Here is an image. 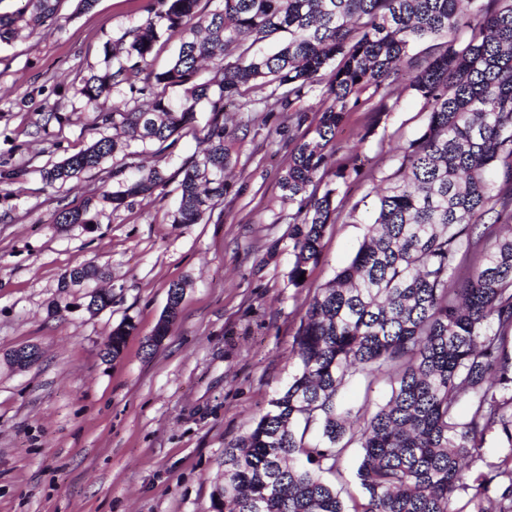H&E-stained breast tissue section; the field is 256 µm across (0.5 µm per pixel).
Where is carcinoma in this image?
Here are the masks:
<instances>
[{
	"mask_svg": "<svg viewBox=\"0 0 512 512\" xmlns=\"http://www.w3.org/2000/svg\"><path fill=\"white\" fill-rule=\"evenodd\" d=\"M158 0L146 20L112 42V64L81 80L94 105L102 94L129 90L145 106L122 101L100 115L112 126L82 151L52 164L50 184L96 169L132 142L162 153L208 107L207 147L181 167L175 224L212 218L230 192L239 129L224 124V105L272 87L279 128L301 127L296 106L326 84L320 117L292 149L279 180L281 203L296 207L290 282L321 257L324 228L334 220L338 189L319 191L329 146L362 95L408 70V88L429 106L419 136L401 148L400 165L377 196L376 216L351 262L318 289L294 337L295 371L269 410L224 449V484L216 512H512V206L494 192L491 173L503 163L512 183V0ZM60 0H25L0 16V41L45 25ZM476 32L457 41L460 25ZM178 33L171 65L152 69L155 44ZM444 37L439 55L417 61L423 40ZM210 78L196 80L202 64ZM170 87L183 88L176 106ZM119 189L103 196L117 210L164 186V169L140 168L131 178L115 168ZM90 206L60 213L61 224H91ZM94 265L65 274V290L101 277ZM184 284L169 285L166 309L152 335L170 334ZM85 309L112 306V292L93 288ZM135 324L112 329V359L122 354ZM382 380L390 396L372 410L342 404L354 376ZM465 403L467 413L459 412ZM507 445L486 462L487 441ZM362 449L356 480L362 497L347 505L329 477L351 446ZM483 463L475 478L469 465ZM471 494L459 508L455 503Z\"/></svg>",
	"mask_w": 512,
	"mask_h": 512,
	"instance_id": "1",
	"label": "carcinoma"
}]
</instances>
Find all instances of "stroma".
<instances>
[{
    "instance_id": "obj_1",
    "label": "stroma",
    "mask_w": 512,
    "mask_h": 512,
    "mask_svg": "<svg viewBox=\"0 0 512 512\" xmlns=\"http://www.w3.org/2000/svg\"><path fill=\"white\" fill-rule=\"evenodd\" d=\"M149 0H95L82 11L61 0L51 21L0 43V171L22 168L21 192L0 182V512H212L224 479V449L246 435L288 382L291 349L307 301L355 255L374 219L377 189L399 166L398 147L419 136L425 101L399 77L348 113L336 164L366 179L341 194L303 284L289 282L293 241L279 178L306 128L278 132L264 105L231 111L249 128L229 176L231 191L209 222L175 224L182 164L204 146L207 108L196 110L172 154L134 143L65 184L42 171L111 127L113 100L86 104L81 79L105 66V48L147 17ZM65 123H50L48 113ZM164 168L167 185L112 210L113 166ZM98 201L91 227L59 224L61 209ZM100 267L110 308L90 314L84 288L60 290L66 272ZM185 291L162 345L145 342L171 283ZM60 312H52V303ZM132 320L122 356L103 360L112 328ZM38 347L25 370L6 354Z\"/></svg>"
}]
</instances>
